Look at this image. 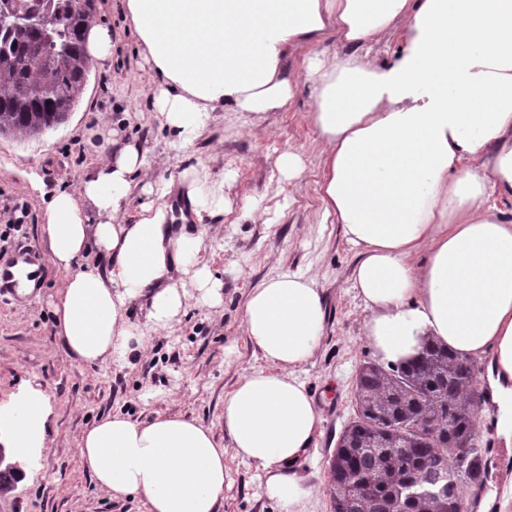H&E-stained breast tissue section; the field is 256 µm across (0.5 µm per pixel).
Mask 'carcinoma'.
I'll use <instances>...</instances> for the list:
<instances>
[{
    "label": "carcinoma",
    "instance_id": "obj_1",
    "mask_svg": "<svg viewBox=\"0 0 512 512\" xmlns=\"http://www.w3.org/2000/svg\"><path fill=\"white\" fill-rule=\"evenodd\" d=\"M93 12L94 0H0V135L22 139L67 121L88 80L82 32ZM37 52L47 62L32 64ZM478 373L433 343L405 363L362 366L361 411L330 458L333 512L350 507L336 490L351 484L362 487L366 512H415V490L437 494L446 512H467L463 487H483L489 467L475 447ZM456 446L472 447L470 455L457 458Z\"/></svg>",
    "mask_w": 512,
    "mask_h": 512
}]
</instances>
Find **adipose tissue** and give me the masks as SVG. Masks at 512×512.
<instances>
[{
    "label": "adipose tissue",
    "mask_w": 512,
    "mask_h": 512,
    "mask_svg": "<svg viewBox=\"0 0 512 512\" xmlns=\"http://www.w3.org/2000/svg\"><path fill=\"white\" fill-rule=\"evenodd\" d=\"M155 78L154 107L180 142L207 112H267L296 85L282 70L302 58L322 142L320 196L358 261L351 287L371 313L365 336L383 361L412 359L426 342L490 360L498 431L512 440V224L495 198H512V0H123ZM335 40L332 57L316 47ZM391 56L378 61L383 49ZM100 158L45 212L52 261L64 277L55 333L81 362L126 359L145 329L172 327L188 278L217 307L222 284L201 257V233L169 223L166 197L192 213L225 210L224 185L204 171L146 184L151 202L126 220L137 144L93 129ZM99 270L78 268L89 248ZM423 264H415L418 253ZM148 299L147 328L127 317ZM326 311L314 277L281 273L250 292L244 326L266 368L224 400L220 444L183 416L134 422L113 414L81 438L79 456L112 497H144L149 512H217L224 456L254 466L283 512H308L312 491L294 470L321 414L297 369L315 354ZM51 407L28 388L0 405V446L27 467L45 445Z\"/></svg>",
    "instance_id": "obj_1"
}]
</instances>
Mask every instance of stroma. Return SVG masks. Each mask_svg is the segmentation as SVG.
I'll list each match as a JSON object with an SVG mask.
<instances>
[{
    "label": "stroma",
    "mask_w": 512,
    "mask_h": 512,
    "mask_svg": "<svg viewBox=\"0 0 512 512\" xmlns=\"http://www.w3.org/2000/svg\"><path fill=\"white\" fill-rule=\"evenodd\" d=\"M94 15L112 28L111 58L93 64L84 93L65 124L30 139L0 136V236L10 244L49 246L44 211L58 188H75L97 157L88 132L97 122L137 143L145 165L135 175L126 214L137 216L145 183H160L190 167L224 182L225 210L204 216L201 255L223 284L224 302L210 308L188 298L178 322L146 331L121 363L88 365L70 356L55 334L54 305L62 284L56 267L34 299L0 303V403L19 390L43 391L52 413L45 446L13 488L0 492V512H148L144 498L112 497L83 468L82 434L120 414L144 421L182 415L227 442L224 399L265 362L243 324L251 290L281 273L314 276L323 292L326 325L314 356L298 368L322 417L312 448L296 467L313 489L311 512H332L329 459L353 416L357 367L377 355L365 338L370 313L351 288L357 251L323 212L319 195L321 143L310 114L315 103L299 86L285 106L269 112L216 109L190 144L178 146L152 106V73L123 15L122 0H96ZM297 154L299 178L281 174L277 158ZM26 217L10 231L16 207ZM227 477L219 512H282L252 465L225 455Z\"/></svg>",
    "instance_id": "obj_1"
}]
</instances>
